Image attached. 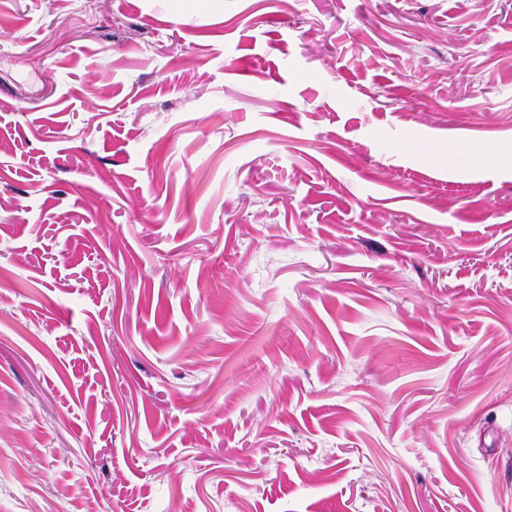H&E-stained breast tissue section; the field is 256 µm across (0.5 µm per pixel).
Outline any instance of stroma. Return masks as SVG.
<instances>
[{
  "instance_id": "obj_1",
  "label": "stroma",
  "mask_w": 512,
  "mask_h": 512,
  "mask_svg": "<svg viewBox=\"0 0 512 512\" xmlns=\"http://www.w3.org/2000/svg\"><path fill=\"white\" fill-rule=\"evenodd\" d=\"M0 512H512V0H0ZM437 155L448 163H464L479 166L490 165L497 161L498 154L494 148L484 145L448 144L436 149Z\"/></svg>"
}]
</instances>
